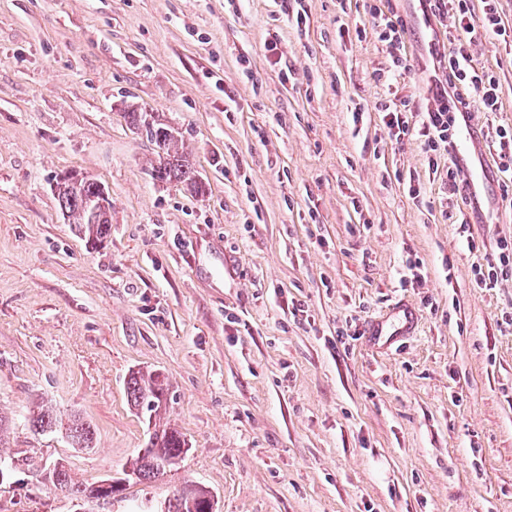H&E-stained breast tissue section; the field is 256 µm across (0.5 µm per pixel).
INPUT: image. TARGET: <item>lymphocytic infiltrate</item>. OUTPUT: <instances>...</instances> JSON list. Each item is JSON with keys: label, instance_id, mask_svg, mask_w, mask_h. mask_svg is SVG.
I'll return each mask as SVG.
<instances>
[{"label": "lymphocytic infiltrate", "instance_id": "obj_1", "mask_svg": "<svg viewBox=\"0 0 512 512\" xmlns=\"http://www.w3.org/2000/svg\"><path fill=\"white\" fill-rule=\"evenodd\" d=\"M422 13L439 19H451L454 29L463 33L452 52L436 56L439 76L433 77L431 102L412 109L408 102L389 100L382 106L383 122L391 138L401 141L411 134L423 140L430 173H437L438 160L450 154L458 116L479 110L488 115L499 111V81L489 70L473 63L472 49L481 38L495 37L512 43V26L501 19L499 0H482L480 13H473L470 0H419ZM370 21L392 59V67L383 72L384 81H393L407 70L402 54L406 24L401 16L384 12L378 5L369 7Z\"/></svg>", "mask_w": 512, "mask_h": 512}]
</instances>
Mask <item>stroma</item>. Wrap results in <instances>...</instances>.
Segmentation results:
<instances>
[{
  "mask_svg": "<svg viewBox=\"0 0 512 512\" xmlns=\"http://www.w3.org/2000/svg\"><path fill=\"white\" fill-rule=\"evenodd\" d=\"M380 6L408 21L391 85L368 0H0V457L18 466L0 512H75L36 479L45 457L86 485L121 476L148 436L126 394L139 369L165 376L189 450L87 512L187 482L217 512H512V277L473 274L512 239L491 141L512 127V48L473 49L500 110L472 147L492 175L472 203L379 110L424 105L444 28L417 0ZM132 104L178 129L202 193L152 180ZM67 172L112 203L100 247L60 210ZM403 299L414 334L371 351L367 326ZM42 402L90 422L95 448L35 433Z\"/></svg>",
  "mask_w": 512,
  "mask_h": 512,
  "instance_id": "obj_1",
  "label": "stroma"
}]
</instances>
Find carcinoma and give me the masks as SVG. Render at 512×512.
<instances>
[{"label": "carcinoma", "mask_w": 512, "mask_h": 512, "mask_svg": "<svg viewBox=\"0 0 512 512\" xmlns=\"http://www.w3.org/2000/svg\"><path fill=\"white\" fill-rule=\"evenodd\" d=\"M129 125L138 129L148 126V133L156 140L158 150L150 162V171L157 182L183 183L194 191H199L202 182L188 158L179 152L178 136L175 129L160 119L154 112H146L138 108H130L125 112ZM97 194V184L88 177L73 182L68 190L58 196L59 204L65 211L69 223L76 225L79 233L92 246L105 242L111 235L112 215L104 214L92 222L89 218V202ZM127 395L131 406L147 419L154 420V430L150 434L146 448L137 453L126 469V474L134 476L141 482H151L164 474L182 460V449L188 447L185 436L177 429L161 422L160 412L167 400V382L157 372L136 371L127 381ZM30 425L38 434L55 433L63 428L66 438L74 448L94 447L95 431L91 424L79 416L72 415L68 423L56 415L52 407L41 404L30 418ZM38 477L52 484L53 487L67 488L76 493H85L92 487L74 482L59 461L53 467H45L38 471ZM168 512H199L190 504L189 499L181 490H176L169 498Z\"/></svg>", "instance_id": "1"}]
</instances>
